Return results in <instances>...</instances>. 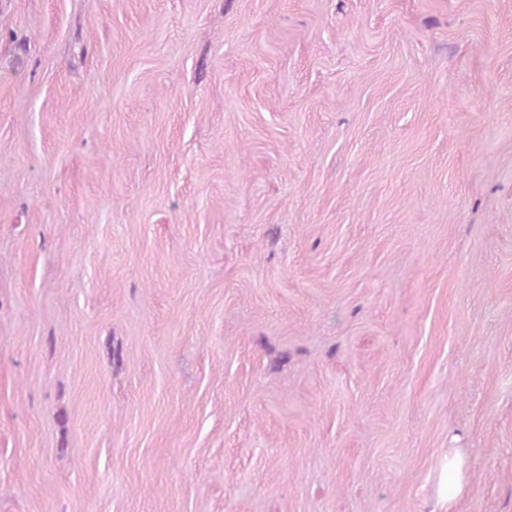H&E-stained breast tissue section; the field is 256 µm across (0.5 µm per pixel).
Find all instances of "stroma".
Wrapping results in <instances>:
<instances>
[{
    "label": "stroma",
    "instance_id": "35a3bbf8",
    "mask_svg": "<svg viewBox=\"0 0 512 512\" xmlns=\"http://www.w3.org/2000/svg\"><path fill=\"white\" fill-rule=\"evenodd\" d=\"M0 512H512V0H0ZM444 485L448 489V502L457 499L468 488L465 463L458 454L448 453L447 463L444 470Z\"/></svg>",
    "mask_w": 512,
    "mask_h": 512
}]
</instances>
